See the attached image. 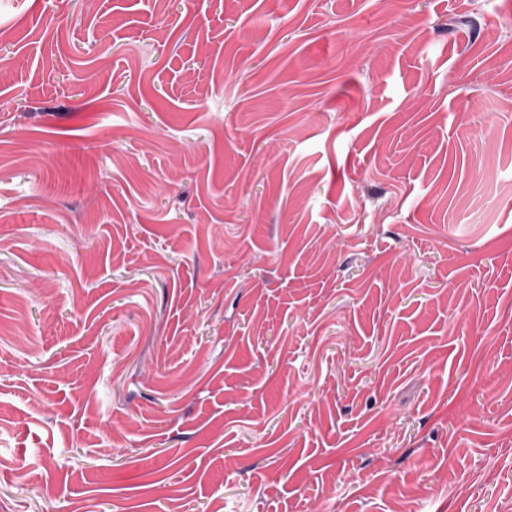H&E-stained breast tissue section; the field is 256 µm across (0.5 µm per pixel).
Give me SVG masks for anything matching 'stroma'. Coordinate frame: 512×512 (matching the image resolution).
<instances>
[{"label": "stroma", "instance_id": "1", "mask_svg": "<svg viewBox=\"0 0 512 512\" xmlns=\"http://www.w3.org/2000/svg\"><path fill=\"white\" fill-rule=\"evenodd\" d=\"M0 30V512H512V0Z\"/></svg>", "mask_w": 512, "mask_h": 512}]
</instances>
